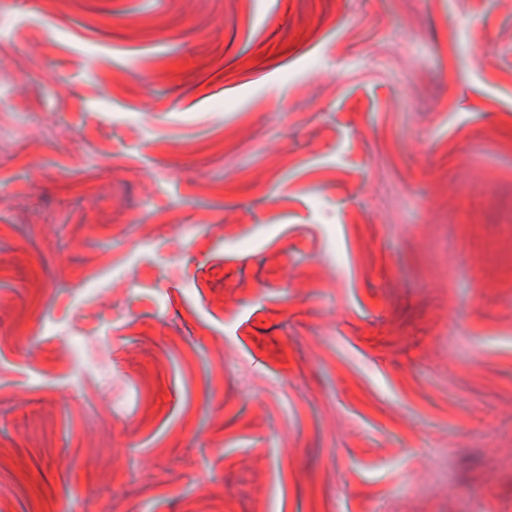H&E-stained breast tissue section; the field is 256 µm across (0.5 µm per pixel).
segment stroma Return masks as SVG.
<instances>
[{
  "mask_svg": "<svg viewBox=\"0 0 512 512\" xmlns=\"http://www.w3.org/2000/svg\"><path fill=\"white\" fill-rule=\"evenodd\" d=\"M0 512H512V0H0Z\"/></svg>",
  "mask_w": 512,
  "mask_h": 512,
  "instance_id": "obj_1",
  "label": "stroma"
}]
</instances>
